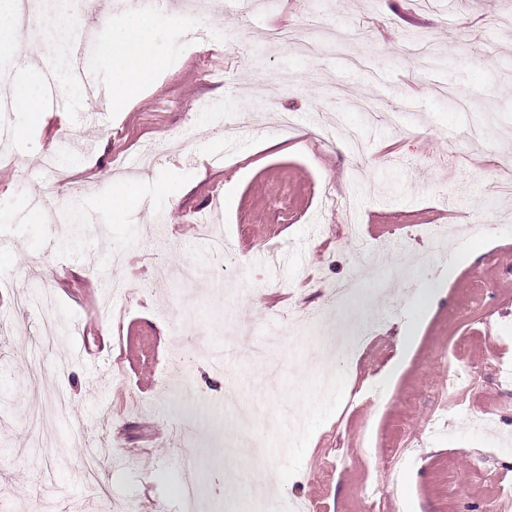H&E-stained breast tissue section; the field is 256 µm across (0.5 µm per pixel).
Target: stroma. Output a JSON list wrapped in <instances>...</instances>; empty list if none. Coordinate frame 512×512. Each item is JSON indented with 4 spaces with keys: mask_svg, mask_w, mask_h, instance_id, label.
Returning a JSON list of instances; mask_svg holds the SVG:
<instances>
[{
    "mask_svg": "<svg viewBox=\"0 0 512 512\" xmlns=\"http://www.w3.org/2000/svg\"><path fill=\"white\" fill-rule=\"evenodd\" d=\"M180 2L162 11L141 0L154 67L138 102L94 111L60 68L61 92L23 85L46 111L9 117L21 164L0 170V457L12 461L0 492L16 512H45L50 500L74 512L88 494L86 449L117 458L136 448L146 464L116 462L99 476L112 512L175 506L189 481L216 505L229 476L252 465L245 428L224 409L232 397L266 409L255 436L263 468L282 478L258 489L266 512L300 501L310 512H512V199L492 189L498 160L512 158V0H273L263 13L213 0L205 41L190 36ZM313 20L336 43L319 59L263 38ZM418 38L435 48L426 72L410 53ZM366 99L399 113L400 128L372 119ZM332 113L366 156L312 138ZM63 122L84 129L82 145H62ZM149 145L138 197L120 203L113 162L134 163ZM48 152L59 155L56 223L34 203ZM325 180L351 189L349 214L323 209ZM73 209L87 218L76 235L64 222ZM216 211L220 256L194 223ZM182 263L197 270L192 287L168 275ZM115 276L128 310L120 342L101 310ZM346 282L374 299L365 322L376 330L333 358L294 313L323 308ZM442 287L401 376L385 385L399 329L415 327L422 298ZM48 293L57 347L36 353L39 316L14 304ZM87 327L106 343L90 359L80 356ZM61 352L63 382L26 381ZM176 354L190 381L173 394L163 385ZM59 386L72 411L31 446L26 410ZM181 428L202 456L191 473L168 445Z\"/></svg>",
    "mask_w": 512,
    "mask_h": 512,
    "instance_id": "35a3bbf8",
    "label": "stroma"
}]
</instances>
